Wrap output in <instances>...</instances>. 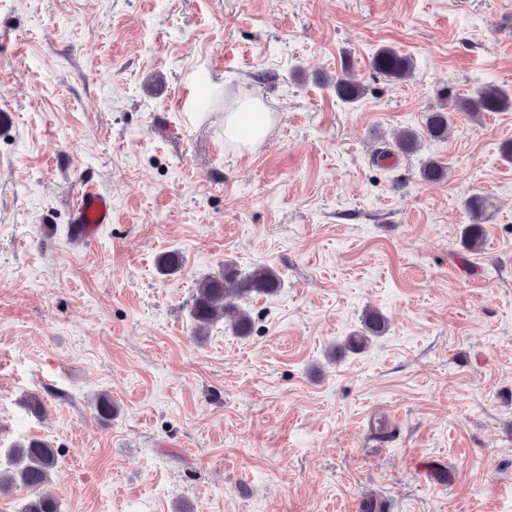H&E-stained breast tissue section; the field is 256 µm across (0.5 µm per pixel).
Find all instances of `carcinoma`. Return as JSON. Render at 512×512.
<instances>
[{
	"mask_svg": "<svg viewBox=\"0 0 512 512\" xmlns=\"http://www.w3.org/2000/svg\"><path fill=\"white\" fill-rule=\"evenodd\" d=\"M373 66L379 74L394 82L408 79L413 69L410 58L390 48H384L375 55ZM324 83L332 86L336 95L346 103H354L366 94V87L349 73L326 78ZM511 107L512 97L499 87L488 84L470 95L456 96L440 110L430 113L426 130L432 138H443L448 134L453 112L474 116ZM394 140L400 151L410 153L417 149L419 135L413 130H401L394 133ZM465 208L471 223L463 229V237L470 250L478 251L484 245L483 197L471 196ZM181 264L182 259L177 252L164 253L157 259V267L163 273H173ZM281 287L280 276L267 265L258 264L242 274L233 266L224 264V270L219 274L206 276L196 283L190 306L195 335H207L209 328L220 321L230 323L236 336L251 335L252 320L239 302L275 295ZM362 322L365 333L347 340L352 349L365 345L372 337L383 335L386 330V320L377 310H366ZM57 465V450L49 442L40 438L28 439L11 450L7 467L0 469V492L12 487L29 491L30 496L22 503L20 512H60L59 501L43 492Z\"/></svg>",
	"mask_w": 512,
	"mask_h": 512,
	"instance_id": "obj_1",
	"label": "carcinoma"
}]
</instances>
